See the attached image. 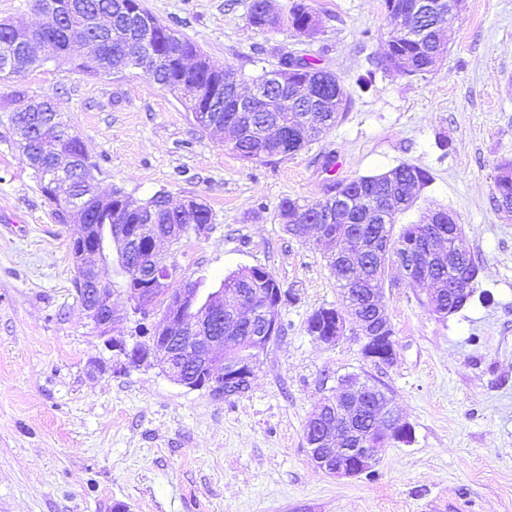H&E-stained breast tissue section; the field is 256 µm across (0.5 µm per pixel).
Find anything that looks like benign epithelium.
Listing matches in <instances>:
<instances>
[{"label":"benign epithelium","mask_w":512,"mask_h":512,"mask_svg":"<svg viewBox=\"0 0 512 512\" xmlns=\"http://www.w3.org/2000/svg\"><path fill=\"white\" fill-rule=\"evenodd\" d=\"M464 0H414L410 9L402 11L393 2L387 12L398 22H405L409 29L418 25L425 16L448 10L452 17L458 15ZM32 8L45 18L44 25L55 27L62 19V10L76 9L74 0L60 4L56 0H32ZM11 51L25 49L34 67L46 57L42 44L27 27L10 26ZM299 69L297 61H290L275 69L271 75L273 85L288 84L290 73ZM209 103L224 107L226 112H257L269 108L271 98L267 88L252 85L244 92L237 78L220 80L213 85ZM202 130L223 139L230 136V144L238 141L235 129L224 125L219 115L202 116ZM44 152L55 155L53 166L59 177L67 179L73 171L75 159L58 150L54 141L43 142ZM336 210L319 212L311 220L299 210L288 217V223L297 225L299 234L306 237L314 233L329 246L330 256L342 257L353 268L366 261V256L376 259L380 270L395 264L405 272L410 284L420 283V277H429L435 265L446 259L448 267L461 261L467 251L463 228L451 212L436 210L429 221L422 224L423 242L408 246H392L384 238L379 246L371 247L365 237L352 234L339 238L330 225L344 220V211L352 209L356 200L346 193L337 194ZM158 214L148 212L147 223L137 226L130 234L119 231L98 239L93 227L82 225L77 237L80 249L78 263L81 268V291L90 296L92 303L80 307L82 315L90 320L105 337L106 347L113 352V369L122 371L135 364L134 350L123 338L109 336L115 322L112 312V279L102 275V269L112 265V254L117 258L132 256L133 244L147 242L153 255L152 265L139 277L145 287L128 290L133 311L148 321L151 327V347L162 372L172 381L191 390H205L213 396H224V389L245 387L250 383L260 356L281 333L278 297L258 291H243L235 296L224 295L216 288L206 295L190 280H182V287L172 289L170 283L180 277V269L168 257L159 253L157 244L170 241L191 232L199 237L208 232L210 225L193 224L184 230L177 224H167L160 229ZM476 277L459 279L448 284V295L462 297L473 292ZM383 290H372L370 308L366 316L354 315L355 329L360 336L364 356L378 364L391 362L396 355L394 332L384 310ZM336 327L321 335L312 329V337L324 344L333 345L346 332L347 321L343 312L335 317ZM306 441L314 465L326 473L353 478L372 470L379 462L384 447L393 443L409 444L413 439L412 427L402 420L394 399L373 384L361 381L350 374L342 378L336 395L316 406L306 427Z\"/></svg>","instance_id":"obj_1"}]
</instances>
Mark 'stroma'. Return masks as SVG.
Wrapping results in <instances>:
<instances>
[{
    "label": "stroma",
    "mask_w": 512,
    "mask_h": 512,
    "mask_svg": "<svg viewBox=\"0 0 512 512\" xmlns=\"http://www.w3.org/2000/svg\"><path fill=\"white\" fill-rule=\"evenodd\" d=\"M306 2L321 25L302 41L285 26L254 27L250 0H141L242 81L276 68L282 49L341 80L351 104L336 126L270 162L239 159L137 70L96 76L57 58L0 81V512H512V220L493 202L497 166L512 159V0H466L440 65L375 71L365 92L357 80L395 28L383 0ZM24 95L57 104L100 192L210 206L208 235L167 250L202 290L259 267L288 291L281 335L248 391L214 398L149 361L113 373L72 283L80 227L54 221L5 126ZM402 163L432 181L398 224L452 211L480 274L473 301L441 318L390 266L396 355L380 365L353 333L332 346L308 335V317L339 306L340 288L326 246L291 236L279 205L318 202L334 181ZM348 374L393 396L414 441L388 447L372 472L338 478L311 462L305 429Z\"/></svg>",
    "instance_id": "obj_1"
}]
</instances>
